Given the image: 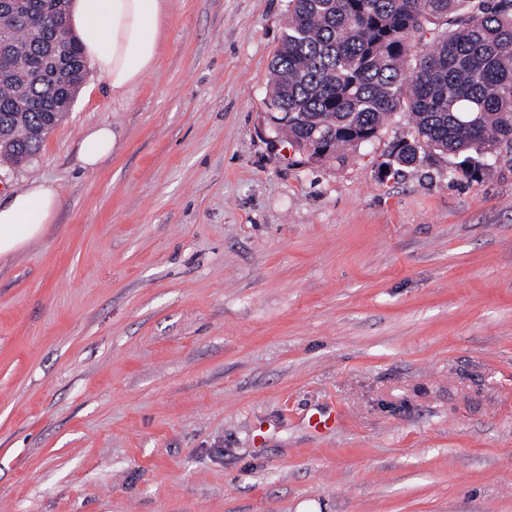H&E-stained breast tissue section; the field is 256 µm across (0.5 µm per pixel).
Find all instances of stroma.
I'll return each mask as SVG.
<instances>
[{
  "label": "stroma",
  "mask_w": 512,
  "mask_h": 512,
  "mask_svg": "<svg viewBox=\"0 0 512 512\" xmlns=\"http://www.w3.org/2000/svg\"><path fill=\"white\" fill-rule=\"evenodd\" d=\"M287 13L166 0L129 98L89 67L0 166L61 195L0 260V512H512V159L384 174L402 113L341 164L271 147ZM115 139L109 124H98L86 129L78 153L81 166L86 170L97 168L112 154Z\"/></svg>",
  "instance_id": "1"
}]
</instances>
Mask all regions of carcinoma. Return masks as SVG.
Here are the masks:
<instances>
[{
	"label": "carcinoma",
	"instance_id": "cac0c4a2",
	"mask_svg": "<svg viewBox=\"0 0 512 512\" xmlns=\"http://www.w3.org/2000/svg\"><path fill=\"white\" fill-rule=\"evenodd\" d=\"M66 2L29 0L37 21L0 22L1 166L39 153L86 79L80 38L52 22ZM270 72L273 132L314 163L344 161L394 112L411 120L389 153L400 170L429 151L476 178L512 153V0H288ZM59 93L61 112L25 108Z\"/></svg>",
	"mask_w": 512,
	"mask_h": 512
}]
</instances>
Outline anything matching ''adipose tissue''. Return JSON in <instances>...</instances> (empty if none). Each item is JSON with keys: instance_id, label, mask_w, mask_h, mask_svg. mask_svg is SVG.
Returning <instances> with one entry per match:
<instances>
[{"instance_id": "ef3b65f1", "label": "adipose tissue", "mask_w": 512, "mask_h": 512, "mask_svg": "<svg viewBox=\"0 0 512 512\" xmlns=\"http://www.w3.org/2000/svg\"><path fill=\"white\" fill-rule=\"evenodd\" d=\"M163 0H71L70 25L79 35L85 57L104 75L113 97L137 86L158 59V30ZM115 146L110 125L85 130L78 153L92 170ZM61 204L57 188L39 180L11 192L0 203V258L10 257L40 239Z\"/></svg>"}]
</instances>
